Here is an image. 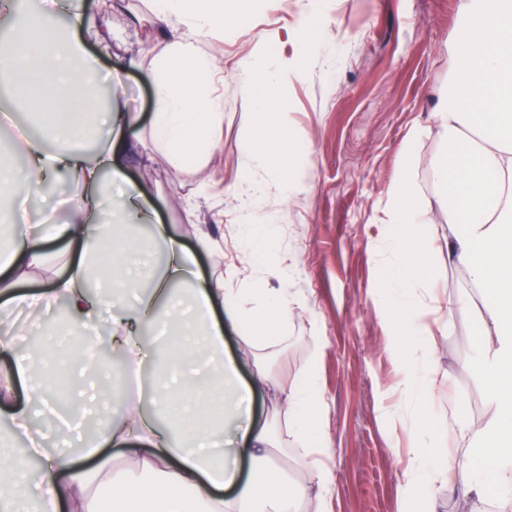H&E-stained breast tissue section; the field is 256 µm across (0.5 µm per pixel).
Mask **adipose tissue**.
<instances>
[{
    "label": "adipose tissue",
    "instance_id": "adipose-tissue-1",
    "mask_svg": "<svg viewBox=\"0 0 512 512\" xmlns=\"http://www.w3.org/2000/svg\"><path fill=\"white\" fill-rule=\"evenodd\" d=\"M155 22L176 16L181 26L167 36L163 54L149 70L155 94L150 125L157 149L171 161L201 165L218 142L223 115L209 86L218 65L200 54L198 43L220 39L226 28L244 24L252 0H150ZM466 22L458 44L459 62L448 94L436 113L445 137L433 181L450 221L448 258L468 269L487 299L479 315L480 362L486 373L481 391L493 408L487 445L473 449L470 460L435 463L437 442L430 405L439 383L432 359L434 326L450 323L455 302L442 298L434 276L435 241L421 233L427 210L408 172L413 140H405L400 174L388 189V236L396 259L374 291L388 307V331L395 343L418 346L420 364L405 387L415 405L410 416L394 421L414 440L398 480V494L409 500L415 487L427 490L411 512H437L448 489H463L466 512H488L493 502L512 498V0H466ZM12 17V38L0 45V88L16 87L19 108L34 112L43 138H24L28 163L14 172L0 161V202L10 207L0 221V315L19 308H49L62 303L79 332L107 315L112 342L126 361L141 371L148 352L139 339L143 325L177 340L154 375L150 398L169 421L159 429L135 398L133 413L107 424L82 447L79 457L57 458L36 485L21 479L22 460H0V512H300L302 502L327 500L334 484L328 469L314 460L310 426L321 419V396L313 372L282 386L280 410L306 459L292 481H283L277 440L269 424L249 411L251 392L271 382L264 364H256L250 382L240 376V360L224 354L223 323L249 329L248 344L268 346L281 338L294 314L287 288L248 309L240 291L223 280L200 284L197 251L221 249L209 231H199L197 251L182 247L161 224L148 240L127 233L134 214H146L151 202L130 183L124 158L126 136L137 117L119 102L94 103L102 74L80 38L94 32L101 45L113 37L109 11L91 12L85 0H0V16ZM241 90L254 104L258 138L248 154L255 162L288 175L295 166L288 119L276 94L287 63L273 53L238 62ZM65 178L81 186L67 199L77 221L57 223L45 213L31 223L28 209L34 182ZM112 240V258L100 259L99 244ZM65 241L74 256L53 250ZM164 247L162 272L133 266L132 258ZM63 263L64 276L32 291L38 271ZM156 294L170 285L186 288L187 301L157 310L154 300L128 308L126 296L144 280ZM424 293H417V286ZM433 323H425L424 312ZM129 449L142 473L113 476L112 457L104 447ZM246 455L247 474L232 458Z\"/></svg>",
    "mask_w": 512,
    "mask_h": 512
}]
</instances>
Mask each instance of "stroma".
Returning <instances> with one entry per match:
<instances>
[{
    "mask_svg": "<svg viewBox=\"0 0 512 512\" xmlns=\"http://www.w3.org/2000/svg\"><path fill=\"white\" fill-rule=\"evenodd\" d=\"M464 0H256L251 21L230 27L221 39L201 43V53L217 55L223 65L214 88L224 114L223 135L203 167L172 163L153 146L149 123L155 106L147 66L165 46L164 34L149 15L148 0H124L112 11L120 35L111 53L100 52L93 33L85 46L99 57L102 70L118 72L112 95L138 115L139 143L127 162L128 175L153 203V225L171 228L185 248L196 247L198 225L223 237L220 254L197 255L202 281L223 278L240 289V302L251 307L255 287H279L272 272L242 262L237 233L241 216L251 212L257 223H272L279 242L278 262L287 269L289 288L298 304L282 345L248 349L239 331L224 330L226 353H247L271 370L303 374L314 367L324 400L321 458L329 467L335 491L325 512H402L397 478L405 464L406 434L393 427L390 413H409L411 403L396 393L397 384L417 362L413 353L394 359L388 349L387 313L374 305L371 289L393 261L385 234L387 190L400 173L399 150L415 137L411 176L428 205V236L448 241V211L432 180L442 147L434 114L448 92L457 64L456 43L463 26ZM316 16L314 40L300 28ZM272 45L291 62L297 76L277 89L288 112L293 151L303 187L285 196L277 171L256 166L245 151L254 135L253 102L238 86L236 64L252 50ZM448 299H465L447 334L437 336L433 358L445 382L431 412L457 460L466 446L456 422L467 418L482 429L490 405L479 391L483 380L477 360L481 346L470 304L482 297L468 271L449 262L447 252L433 260ZM63 347L43 339L44 370L40 383L56 380L66 365L68 399L81 403L88 419L116 416L102 391L103 381L125 371L122 352L113 351L94 379L76 361L62 358ZM467 377L469 390L457 383ZM31 408L34 428L45 442V458L32 461L31 481H38L47 460L72 453V440H59L57 419L43 411L25 386L15 393ZM277 386L258 392L257 416L270 418L282 450L278 462L287 473L300 466V455L280 418L272 417Z\"/></svg>",
    "mask_w": 512,
    "mask_h": 512,
    "instance_id": "obj_1",
    "label": "stroma"
}]
</instances>
